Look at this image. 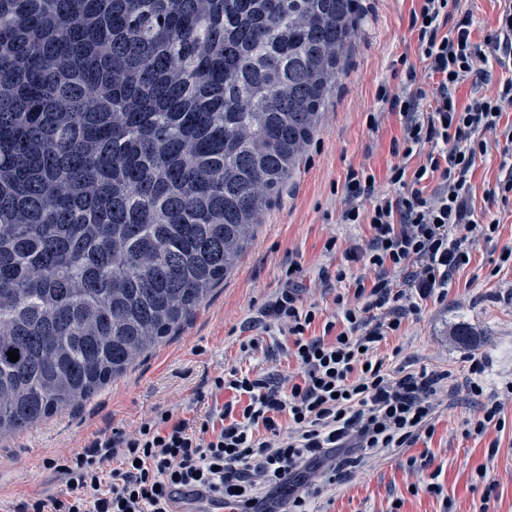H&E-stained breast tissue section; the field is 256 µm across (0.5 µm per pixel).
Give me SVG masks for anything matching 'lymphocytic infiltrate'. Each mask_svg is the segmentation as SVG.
Instances as JSON below:
<instances>
[{
	"label": "lymphocytic infiltrate",
	"instance_id": "lymphocytic-infiltrate-1",
	"mask_svg": "<svg viewBox=\"0 0 512 512\" xmlns=\"http://www.w3.org/2000/svg\"><path fill=\"white\" fill-rule=\"evenodd\" d=\"M409 24L424 67L407 66L397 88L378 90L403 129L395 148L404 161L387 175L395 191L378 192L365 168L346 177L347 196L371 202L369 210L342 214L344 223L371 231L369 247L350 248L346 259L373 276L355 279L353 294H336L341 321L310 335L317 307L284 288L260 317L285 336L296 375L234 369L215 376L214 392H232L231 400L212 401L190 418L156 407L134 431L98 433L57 465L56 495L8 504L6 512H173L183 491L224 498L238 512H279L283 504L315 512L317 471L343 479L367 453L407 448L433 433L448 373L390 372L376 350L423 301L447 297L468 254L467 235L489 241L497 234L498 221L476 215L471 204V173L488 152L487 134L503 137V176L485 196L492 203L512 198V126L500 125L512 112V2L480 43L472 14L451 11L449 0H418ZM494 66L502 73L497 92L459 103L458 89L485 82ZM421 148L422 163L408 168ZM465 386L486 398L469 420L471 432L503 430V404L486 396L481 360L471 359Z\"/></svg>",
	"mask_w": 512,
	"mask_h": 512
}]
</instances>
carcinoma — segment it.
I'll return each mask as SVG.
<instances>
[{
	"instance_id": "carcinoma-1",
	"label": "carcinoma",
	"mask_w": 512,
	"mask_h": 512,
	"mask_svg": "<svg viewBox=\"0 0 512 512\" xmlns=\"http://www.w3.org/2000/svg\"><path fill=\"white\" fill-rule=\"evenodd\" d=\"M357 25L356 0H0V436L88 401L235 268Z\"/></svg>"
}]
</instances>
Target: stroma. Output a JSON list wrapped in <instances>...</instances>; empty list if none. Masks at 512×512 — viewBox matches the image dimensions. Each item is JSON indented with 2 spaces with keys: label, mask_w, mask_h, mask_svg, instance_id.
Listing matches in <instances>:
<instances>
[{
  "label": "stroma",
  "mask_w": 512,
  "mask_h": 512,
  "mask_svg": "<svg viewBox=\"0 0 512 512\" xmlns=\"http://www.w3.org/2000/svg\"><path fill=\"white\" fill-rule=\"evenodd\" d=\"M416 0H358V32L346 70L329 101L319 131L305 147L287 189L265 211L255 238L235 270L209 295L173 336L142 355L134 365L98 394L74 409L58 411L40 425L18 435L0 437V452L11 455L0 467V499L19 502L48 497L58 490V475L47 459L69 458L94 433L107 429L133 431L155 406H167L191 417L204 411L200 394L212 379L234 369L295 375L296 364L284 353L277 329L254 320L272 295L295 279L304 303L317 304L323 314L310 332L322 335L336 306L326 276L347 269L344 288H351L360 268L348 267L350 247H366L368 225L345 224L349 201L345 180L349 169L367 167L376 186L387 190L390 167L416 166L393 151L402 135L399 115L377 99L380 85L397 87L394 71L400 58L421 66L417 36L409 28ZM377 127H370V120ZM500 148L490 145L473 170L471 203L476 213H490L499 222L490 241L470 236V261L457 271L447 298L424 302L416 315L404 318L396 335L378 349L393 371H448L462 377L469 358L485 362L496 390L512 382V270L495 271L504 246H512V199L488 203L485 188L500 175ZM295 276H288L290 263ZM467 326L470 337L455 330ZM259 339L257 349L243 343ZM473 403L466 395L455 401L440 397L432 435L409 448L380 449L365 458L343 483L316 500L319 512H477L488 502L490 512H512V404L504 410L503 431L468 435ZM496 455H489L491 443ZM431 461L421 470L422 458ZM486 478H479V468ZM439 484L440 493L427 489Z\"/></svg>",
  "instance_id": "stroma-1"
}]
</instances>
